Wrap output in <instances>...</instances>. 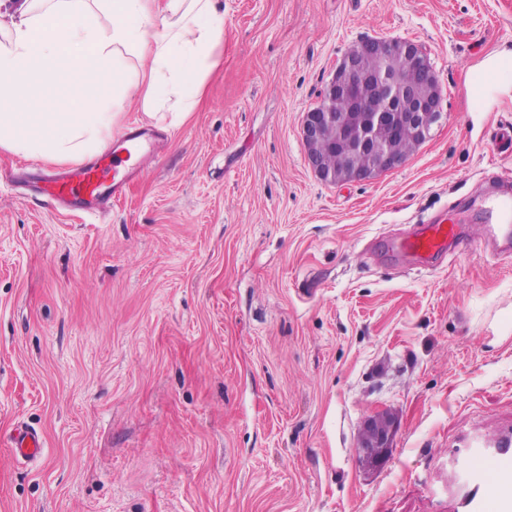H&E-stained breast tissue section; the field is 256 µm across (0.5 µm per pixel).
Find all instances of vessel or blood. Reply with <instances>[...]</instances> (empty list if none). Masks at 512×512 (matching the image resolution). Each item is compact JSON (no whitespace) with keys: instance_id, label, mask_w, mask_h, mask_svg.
Instances as JSON below:
<instances>
[{"instance_id":"obj_1","label":"vessel or blood","mask_w":512,"mask_h":512,"mask_svg":"<svg viewBox=\"0 0 512 512\" xmlns=\"http://www.w3.org/2000/svg\"><path fill=\"white\" fill-rule=\"evenodd\" d=\"M134 173L126 160L108 151L98 162L71 165L39 176L40 192L65 208L106 211ZM488 223L512 221V193L488 198L485 203ZM461 234L460 225L438 220L418 226L391 243L393 252L414 258L420 265L442 264L450 245ZM43 447L41 435L23 428L13 438V452L24 458L36 457ZM464 477L448 512H512V431L467 450L463 460Z\"/></svg>"}]
</instances>
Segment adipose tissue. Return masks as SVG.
<instances>
[{
	"label": "adipose tissue",
	"mask_w": 512,
	"mask_h": 512,
	"mask_svg": "<svg viewBox=\"0 0 512 512\" xmlns=\"http://www.w3.org/2000/svg\"><path fill=\"white\" fill-rule=\"evenodd\" d=\"M223 54L218 0H0V149L86 158L133 96L180 126Z\"/></svg>",
	"instance_id": "obj_1"
}]
</instances>
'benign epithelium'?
Listing matches in <instances>:
<instances>
[{
	"mask_svg": "<svg viewBox=\"0 0 512 512\" xmlns=\"http://www.w3.org/2000/svg\"><path fill=\"white\" fill-rule=\"evenodd\" d=\"M407 60L416 80L400 82L396 65ZM442 93L429 53L400 38L364 41L337 64L322 105L304 116L300 135L309 166L323 182L371 180L403 165L394 142L421 144L441 117ZM393 422L385 412L364 424L359 454L374 465L385 461Z\"/></svg>",
	"mask_w": 512,
	"mask_h": 512,
	"instance_id": "benign-epithelium-1",
	"label": "benign epithelium"
}]
</instances>
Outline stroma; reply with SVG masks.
Instances as JSON below:
<instances>
[{"label":"stroma","mask_w":512,"mask_h":512,"mask_svg":"<svg viewBox=\"0 0 512 512\" xmlns=\"http://www.w3.org/2000/svg\"><path fill=\"white\" fill-rule=\"evenodd\" d=\"M224 57L104 215L55 209L0 150V512H446L465 444L512 425V252L480 200L512 0H222ZM368 38L426 46L442 117L399 168L330 184L300 128ZM445 215L429 270L390 236ZM392 412L383 467L356 446ZM24 425L42 460L15 457ZM512 71V54H499L488 58L483 65L473 73L471 81L472 93L485 96L491 88L488 83H480L482 77L493 73H506Z\"/></svg>","instance_id":"stroma-1"}]
</instances>
